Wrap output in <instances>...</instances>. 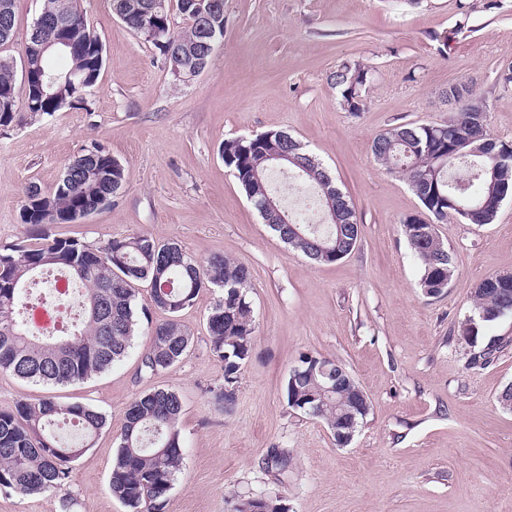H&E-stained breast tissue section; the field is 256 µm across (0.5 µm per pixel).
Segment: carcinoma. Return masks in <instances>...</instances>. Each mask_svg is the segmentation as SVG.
Returning <instances> with one entry per match:
<instances>
[{"mask_svg": "<svg viewBox=\"0 0 512 512\" xmlns=\"http://www.w3.org/2000/svg\"><path fill=\"white\" fill-rule=\"evenodd\" d=\"M143 0H112L117 16L159 54L187 72L206 66L209 56L199 54L203 41L201 7L208 0H172V10L157 19L142 18ZM41 14L51 27L63 15L70 26L67 46L44 52L25 48L29 72L26 84L17 86L13 62L0 58V127L17 120L19 102L29 119L37 120L65 108L83 109L86 94L98 83L104 64V45L84 18L78 0H43ZM183 22L172 38L150 39L142 22L164 30L173 15ZM368 69L360 63L341 64L330 76L340 105L357 114L364 107L358 93L360 78ZM479 113L460 105L446 124L407 123L388 129L372 141L374 160L390 173L406 176L423 209L441 224L456 214L448 201L473 211L468 224H491L498 210L484 208L488 198L512 194V145L498 143L499 159L467 154L465 141ZM287 153L299 164L288 163L302 187L317 191L321 206L342 196L331 173L288 134L268 130L224 141L221 156L246 191L268 227L285 243L318 263H335L356 247L353 237L338 234L336 225H292L301 235L266 216L272 195V156ZM125 182L122 164L99 144L82 149L69 161L49 194L36 184L24 193L20 209L23 224H70L95 211L99 201L112 198ZM419 219L403 220L405 236L420 266V288L426 295L439 284L449 285L454 275L451 254L436 230L415 232ZM56 270L68 282L85 286L83 316L70 327L46 334L17 318L23 305V288L34 277ZM249 269L242 263L215 255L201 263L176 242H160L149 234L133 233L101 245L41 233L35 245L16 243L0 250V370L36 383L71 384L84 381L121 361L131 347L138 325L137 293L141 282L150 290L154 307L167 318L149 332L143 365L152 374L179 363L190 351L193 337L179 320L204 288H219L221 299L210 308L207 329L210 349L224 363V383L237 379L251 356L255 325L247 295ZM512 315V288H496L483 280L475 291L472 315L460 325L471 344L478 342L481 325ZM504 341L489 340L470 365L485 366L503 351ZM323 359L302 355L296 381L286 382L290 407L305 402L310 415L322 419L331 432L345 417L336 393L326 390V380L311 374L312 363ZM182 403L172 390L159 388L135 398L124 413L118 446L112 459L109 490L128 512H166L169 494L184 460L179 427ZM107 425L106 416L80 403L44 398L17 401L0 407V483L22 496L58 495L63 492L72 464ZM72 428L81 443H61L57 430Z\"/></svg>", "mask_w": 512, "mask_h": 512, "instance_id": "carcinoma-1", "label": "carcinoma"}]
</instances>
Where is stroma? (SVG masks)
<instances>
[{"label": "stroma", "mask_w": 512, "mask_h": 512, "mask_svg": "<svg viewBox=\"0 0 512 512\" xmlns=\"http://www.w3.org/2000/svg\"><path fill=\"white\" fill-rule=\"evenodd\" d=\"M43 0H15V26L0 57L22 73L24 47ZM105 45V62L82 110L0 130V248L32 244L20 220L25 188L51 192L84 146L108 149L126 181L109 205L48 232L88 244L132 233L177 242L197 261L215 254L250 271L251 357L232 408L215 401L224 366L209 349L206 317L220 292L202 290L181 321L192 347L169 370L142 367L150 324L165 314L139 287L148 316L112 368L67 386L0 371V407L52 397L104 413L108 425L74 464L62 496L0 491V512H127L108 491L127 405L166 388L182 401L183 466L167 512H233L237 500L280 496L288 512H512V412L497 397L512 383V316L484 338L509 344L493 363L470 366L459 331L477 284L512 272V195L491 224L449 220L436 230L455 272L443 293L419 287L420 267L402 221L422 210L400 176L371 155L399 124H440L443 92L469 84L485 98L487 128L512 144V0H224V39L191 83L114 13L111 0H80ZM345 62L369 70L362 112L344 111L330 75ZM282 130L336 178L353 206L359 246L317 264L264 223L219 153L224 141ZM342 363L370 412L352 444L338 447L320 419L289 407L285 384L300 355ZM290 454L287 477L267 467ZM71 501L60 507L61 497Z\"/></svg>", "instance_id": "obj_1"}]
</instances>
